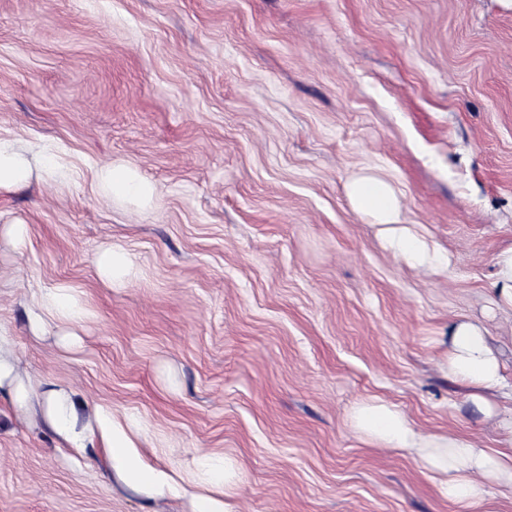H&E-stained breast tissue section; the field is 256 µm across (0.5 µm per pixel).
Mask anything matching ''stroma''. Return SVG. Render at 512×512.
<instances>
[{
    "label": "stroma",
    "mask_w": 512,
    "mask_h": 512,
    "mask_svg": "<svg viewBox=\"0 0 512 512\" xmlns=\"http://www.w3.org/2000/svg\"><path fill=\"white\" fill-rule=\"evenodd\" d=\"M0 136L55 146L61 186L0 196V323L23 374L133 409L161 462L234 456L239 512H468L445 477L362 437L380 400L425 434L504 450L512 308L495 257L512 245V8L499 0H0ZM137 166L145 209L93 173ZM392 185L442 271L390 250L346 195ZM135 258L103 284L101 247ZM89 309L79 348L34 337L28 288ZM481 326L502 389L479 411L446 369L448 331ZM0 400V512H190L104 480Z\"/></svg>",
    "instance_id": "1"
}]
</instances>
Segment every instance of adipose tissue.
Wrapping results in <instances>:
<instances>
[{
  "instance_id": "adipose-tissue-1",
  "label": "adipose tissue",
  "mask_w": 512,
  "mask_h": 512,
  "mask_svg": "<svg viewBox=\"0 0 512 512\" xmlns=\"http://www.w3.org/2000/svg\"><path fill=\"white\" fill-rule=\"evenodd\" d=\"M70 176L69 164L51 147L17 137H0V194L32 184L51 185ZM100 194L109 201L149 206L155 189L132 165L108 163L94 175ZM351 206L370 214L389 243L403 255L423 264L436 263L427 244L402 220L392 187L374 176H360L347 187ZM101 279L112 288L123 287L133 276V256L118 246L102 248L96 256ZM87 315L73 289L34 288L29 294L28 323L33 334L46 326L60 331L58 342L79 345V328ZM448 370L458 380L478 389L473 404L489 410L487 391L501 383L500 363L483 330L472 323L456 325L450 337ZM25 412L41 411L47 425L78 448H105L113 479L127 490L151 499H188L191 512H237L234 500L241 487L237 462L228 456L198 452L184 469L148 462L142 452L144 424L135 413L94 406L87 423H80L73 390L59 383L42 384L23 379L14 338L0 324V396ZM355 429L389 448L410 451L425 470L445 475L442 487L448 498L463 502L470 512H481L490 496V484H512V456H497L465 437L425 435L404 414L381 402H362L351 413Z\"/></svg>"
}]
</instances>
